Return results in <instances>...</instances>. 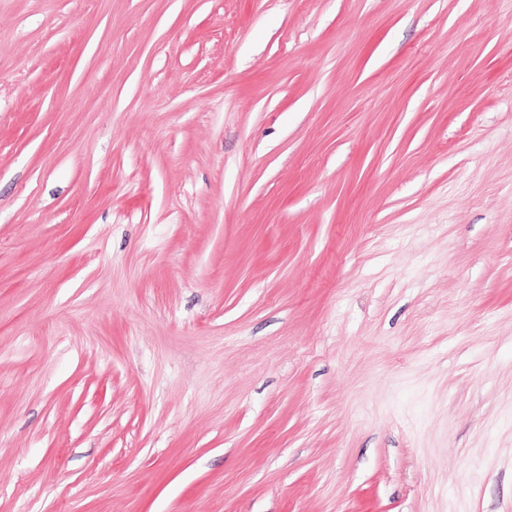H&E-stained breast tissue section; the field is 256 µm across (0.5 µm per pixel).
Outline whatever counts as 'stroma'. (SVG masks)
Returning a JSON list of instances; mask_svg holds the SVG:
<instances>
[{
    "mask_svg": "<svg viewBox=\"0 0 512 512\" xmlns=\"http://www.w3.org/2000/svg\"><path fill=\"white\" fill-rule=\"evenodd\" d=\"M0 512H512V0H0Z\"/></svg>",
    "mask_w": 512,
    "mask_h": 512,
    "instance_id": "35a3bbf8",
    "label": "stroma"
}]
</instances>
